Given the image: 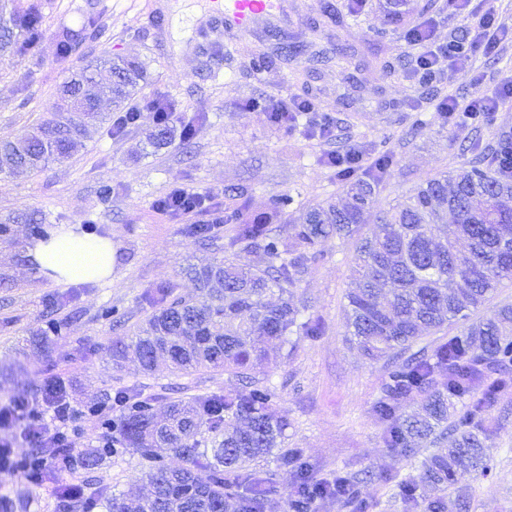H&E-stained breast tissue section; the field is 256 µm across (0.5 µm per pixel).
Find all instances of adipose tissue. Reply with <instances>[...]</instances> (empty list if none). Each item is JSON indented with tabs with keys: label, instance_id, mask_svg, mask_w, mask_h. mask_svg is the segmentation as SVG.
Masks as SVG:
<instances>
[{
	"label": "adipose tissue",
	"instance_id": "obj_1",
	"mask_svg": "<svg viewBox=\"0 0 512 512\" xmlns=\"http://www.w3.org/2000/svg\"><path fill=\"white\" fill-rule=\"evenodd\" d=\"M27 256L58 282H107L112 278L111 241L77 233L70 227L57 231L50 239L34 242Z\"/></svg>",
	"mask_w": 512,
	"mask_h": 512
}]
</instances>
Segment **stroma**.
<instances>
[{"instance_id": "1", "label": "stroma", "mask_w": 512, "mask_h": 512, "mask_svg": "<svg viewBox=\"0 0 512 512\" xmlns=\"http://www.w3.org/2000/svg\"><path fill=\"white\" fill-rule=\"evenodd\" d=\"M326 1L351 18L348 53H337L333 32L320 24ZM35 2L45 29L36 55L0 60V139L25 137L54 103L68 69L101 56L138 58L148 74L142 97L166 98L183 123L196 127L189 143L177 141L148 154L143 146L156 125L154 110L140 107L136 122L120 133L112 126L119 117L113 110L109 123L91 128L83 148L65 161L25 176L0 175V216L33 213L54 231L90 221L115 251L111 282L65 284L43 275L28 259L35 239L30 225H12L8 235L0 236V405L10 396L33 392L42 377L68 379L77 406L94 401L105 407L102 423L72 436L76 448L98 445L107 435L103 422L113 410L105 401L115 391L150 400L160 413L171 401L235 387V378L221 371L146 375L132 358L115 366L110 357L115 333L102 315L115 309L133 328L153 313L159 289L195 294L186 267L223 259L224 241L202 246L188 227L223 211L225 186H247L257 210L273 196L291 195L295 207L282 217L284 232L297 207L341 196L343 185L328 155L354 147L368 165L389 153L392 164L360 230L367 236L380 212L402 202L419 184L471 162L473 153L459 150L462 141L485 143L512 131V102L478 131L443 124L438 103L450 95L465 101L475 92L455 70L446 69L445 79L433 88L418 83L414 68L420 49L407 33L425 22L433 44L446 43L462 24L447 0H409L396 24L387 20L386 0H363L355 18L350 0H277L270 24L289 42H315L327 59L301 54L259 72L251 51L266 42L262 26L225 32L213 0ZM90 14L100 19L99 33L68 65H60L56 30L79 26ZM473 67L483 77L484 90L493 91L512 75V41L491 55L474 52ZM256 96L263 106L242 110L243 100ZM309 98L342 127V139L311 135L302 122L289 135L270 123V106ZM105 184L112 188L107 199L100 195ZM178 187L209 193L207 214L159 209L158 200ZM353 254L349 242L331 239L322 245L320 258L309 263L296 289L298 299L308 301L319 318L322 333L301 338L290 355L271 350L260 378L274 388L277 409L287 413L285 444L300 450L312 481L355 480L366 512H423L400 494L414 471L387 446V423L375 410L387 368L365 358L347 331L345 293ZM51 322L60 325L61 333L42 341L39 332ZM487 414L497 422L488 443L490 469L483 476H460L448 491L447 512H457L462 492L470 497L471 512H512V385L497 394ZM142 472L135 452L107 455L86 491L146 489Z\"/></svg>"}]
</instances>
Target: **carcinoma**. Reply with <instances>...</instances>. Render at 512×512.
Returning <instances> with one entry per match:
<instances>
[{
  "instance_id": "obj_1",
  "label": "carcinoma",
  "mask_w": 512,
  "mask_h": 512,
  "mask_svg": "<svg viewBox=\"0 0 512 512\" xmlns=\"http://www.w3.org/2000/svg\"><path fill=\"white\" fill-rule=\"evenodd\" d=\"M99 28L90 15L78 27L63 26L55 35L56 57L66 63ZM44 36L43 20L33 6L8 13L0 10V57L36 49ZM111 79L102 84L94 65L72 69L59 88L47 115L21 141L0 142V173L20 175L70 155L82 145L87 127L103 123L102 99L132 122L138 109L132 100L147 81L144 65L133 60L109 61ZM157 127L147 143L160 149L176 136L171 102L154 99ZM512 139L508 133L479 148L468 167L448 179L433 178L379 216L370 237L359 236L364 213L392 164L381 154L362 172L336 154V179L344 183L338 202L304 210L280 236L278 223L291 198L276 196L265 209L254 211L241 185L224 187V215L190 231L204 241L215 230L231 225L224 243L230 256L222 261L190 265L185 274L195 282L194 296L158 292L156 309L145 326L112 341L111 356L119 365L134 357L140 370L152 374L165 356L167 367L190 374L222 369L240 386L222 394L194 396L172 402L157 416L146 401L128 392L112 398L119 415L112 423L116 448L131 449L145 462L150 494L101 492L102 512H265L271 493L268 480L252 468L275 455L284 468L296 472L287 512H309L307 467L296 448H286L287 416L273 408L274 392L257 377L268 363L266 346H295L290 335L317 336L321 324L302 319L293 300L307 261L321 242L355 240L347 298V328L362 354L382 361L388 369L376 405L390 421L386 444L407 458L421 457L418 474L402 487L409 502L419 488H429L425 512H445V496L462 473L486 471V441L491 426L483 417L497 391L509 383L512 365V305L492 310L467 330L433 349L407 355L425 330L436 332L484 306L501 283L512 282ZM452 216V224L443 220ZM41 224L34 214L0 218V234L11 224ZM241 253L259 254L264 265L241 264ZM278 293L276 304L267 296ZM483 387L481 399L462 417L453 418L455 403ZM179 457L183 465L169 468L157 449ZM73 465L63 475L93 473L104 462L98 448L74 450ZM208 471L203 479L199 471Z\"/></svg>"
}]
</instances>
